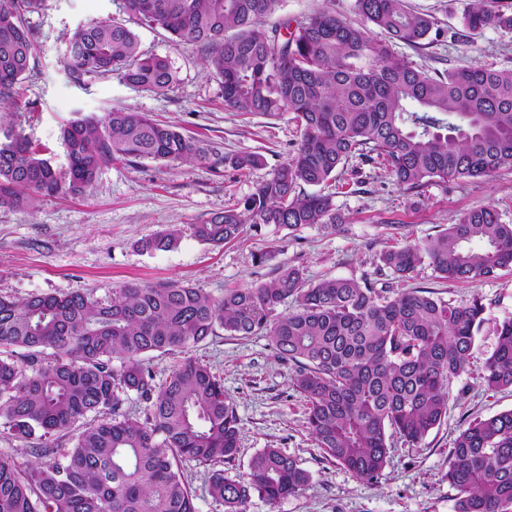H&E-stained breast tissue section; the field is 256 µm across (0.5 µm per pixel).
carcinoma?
Segmentation results:
<instances>
[{
    "instance_id": "1",
    "label": "carcinoma",
    "mask_w": 512,
    "mask_h": 512,
    "mask_svg": "<svg viewBox=\"0 0 512 512\" xmlns=\"http://www.w3.org/2000/svg\"><path fill=\"white\" fill-rule=\"evenodd\" d=\"M277 0H125L126 12L174 42L205 51L224 106L278 118L292 113L299 131L291 157L275 166L241 209L194 225L204 243L240 239L246 227L290 236L307 227L335 232L334 195L308 192L335 181L359 160L385 169L395 185L490 177L512 171V69L472 63L424 70L370 36L375 27L412 47L434 43V22L404 0H355L360 26L321 10L296 25L267 29ZM47 0H0V107L17 103V85L33 71L37 34L30 16ZM466 37L487 28L512 33V4L468 0ZM69 79L116 74L160 93L177 82L171 61L139 50L122 21L76 29L65 53ZM0 207L32 208L41 197L83 196L114 159L195 163L218 172L265 165L259 153L226 156L214 142L184 135L142 112L84 116L60 131L67 165L55 168L13 123L0 116ZM383 251L378 282L329 278L310 283L300 266H282L267 282L215 299L189 285L129 283L99 299L88 292L0 295V420L41 459L23 467L0 456V512H196L182 463L213 466L235 459L238 418L211 368L185 356L162 384L153 353L183 354L222 328L262 333L293 369L317 447L359 478L382 475L391 439L422 441L448 417L450 385L469 372L485 304L479 296L445 301L424 288H402L428 263L440 279L481 282L512 267V224L491 206L472 208L448 228ZM176 229L138 242L151 252L174 247ZM295 308L277 316L286 300ZM120 364L114 365V359ZM492 390L512 388V318L482 366ZM143 417L124 409L130 394ZM70 437L54 447L52 437ZM245 479L212 471L209 493L226 512H247L252 496L271 505L296 495L309 475L279 448L251 460ZM456 512H512V410L459 429L448 452Z\"/></svg>"
}]
</instances>
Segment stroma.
<instances>
[{
    "instance_id": "35a3bbf8",
    "label": "stroma",
    "mask_w": 512,
    "mask_h": 512,
    "mask_svg": "<svg viewBox=\"0 0 512 512\" xmlns=\"http://www.w3.org/2000/svg\"><path fill=\"white\" fill-rule=\"evenodd\" d=\"M355 0H279L266 20L272 26L290 19L303 21L327 9L359 23ZM466 0H406L415 13L431 15L440 36L418 49L396 45V55L426 70L445 69L470 61L512 68V33L486 29L458 39ZM124 0H48L30 21L38 33L35 68L22 83L23 97L33 111L13 113L16 130L42 150L56 168L66 158L60 129L80 116H104L113 109H133L173 125L184 135L212 141L225 154L255 151L265 167L238 172L224 168L151 159H116L104 166L93 188L81 197H43L35 208L0 209V294L22 298L31 293H93L103 298L129 283L176 281L214 298L225 290L272 279L279 266L304 267L309 282L325 278L373 276L381 253L393 243L390 225H406L410 240L436 234L467 210L495 207L512 223V172L491 179H469L418 190L393 185L384 170L361 164L352 179L354 192L333 193L340 227L330 233L305 228L282 237L273 228L248 231L244 241L213 247L197 240L194 224L227 207H242L272 167L286 161L298 133L290 115L272 119L242 115L224 106L219 80L203 65L205 53L193 42H172L160 28L135 21L130 25L141 51L168 57L179 81L170 90H139L109 74L72 82L63 57L75 30L93 19H125ZM174 227L177 246L152 254L140 252V239ZM266 253L265 263L254 260ZM411 286L424 287L442 299L465 301L480 296L485 322L467 374L451 385L448 416L422 442L395 440L379 477H356L317 447L308 433L303 402L292 386L290 366L278 360L263 335L242 338L217 330L189 351L211 366L224 381L240 429L236 458L224 464L225 475L244 476L252 457L265 448L281 449L297 459L310 479L296 495L269 505L252 497L248 512H455V490L446 479L448 451L461 424L512 409V390H491L480 374L493 351L496 328L512 318V271L473 284L435 278L429 266L414 273Z\"/></svg>"
}]
</instances>
